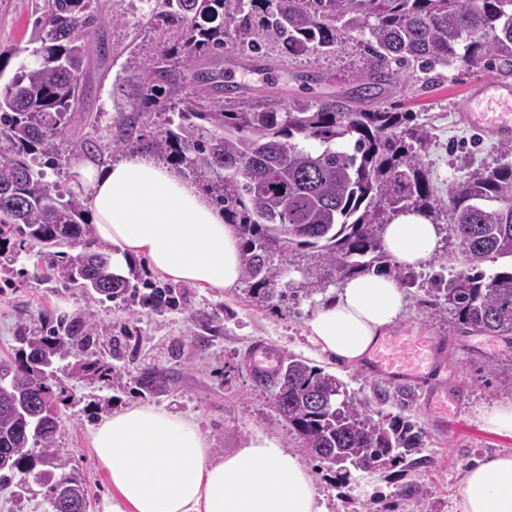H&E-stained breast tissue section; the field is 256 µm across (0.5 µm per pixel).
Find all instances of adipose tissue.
Segmentation results:
<instances>
[{
	"label": "adipose tissue",
	"mask_w": 512,
	"mask_h": 512,
	"mask_svg": "<svg viewBox=\"0 0 512 512\" xmlns=\"http://www.w3.org/2000/svg\"><path fill=\"white\" fill-rule=\"evenodd\" d=\"M73 186L94 237L112 247L113 272L126 274L144 257L177 282L221 290L239 281L236 227L176 169L138 155L106 167L84 161ZM380 245L399 267L418 271L438 253L441 228L403 213L384 226ZM405 305L406 291L391 275L345 278L307 322L308 338L322 354L363 362ZM90 439L113 489L103 512H326L298 454L262 432L217 455L192 419L131 405L100 421ZM454 501L455 512H512V456L478 460Z\"/></svg>",
	"instance_id": "1"
}]
</instances>
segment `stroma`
Masks as SVG:
<instances>
[{
    "label": "stroma",
    "instance_id": "1",
    "mask_svg": "<svg viewBox=\"0 0 512 512\" xmlns=\"http://www.w3.org/2000/svg\"><path fill=\"white\" fill-rule=\"evenodd\" d=\"M99 11L116 15L118 23L90 29L84 40L106 43L105 57L91 56L84 80V110L96 116V126L79 125V138L103 141L109 136L117 111L140 113L139 128L152 138L168 115L163 105L144 106L147 92L138 45H149L160 33L149 22L156 0H142L127 10L124 0H95ZM35 0H0V85H5L24 60L35 18ZM362 55L349 50L325 56L291 55L271 74L236 73V80L255 86H274L279 99L290 103L311 96H340L350 77L360 71ZM490 69L452 66L439 80L420 86L416 78L401 82L393 93L402 111L412 113L414 126L429 132L431 141L422 154L435 194L447 198L448 185L475 171L495 167L505 158L496 140L458 124L466 103V89ZM316 249L300 248L290 254L291 274L298 288L285 300L260 306L250 301L245 282L217 292L180 283L176 304L158 309L143 305L152 285H164L147 259L130 267L131 292L125 296L89 303L78 288L55 278L37 277L44 264L38 249L20 247L17 238L0 241V357L12 353L20 327L53 325L93 307L97 330L91 347L112 364L109 381L76 374L74 358L58 364L57 375L66 399L60 404L61 434L58 445L69 463L67 474L83 480L89 512H102V502L112 486L98 464L90 434L112 412L132 404L153 405L192 416L215 452L237 447L255 432L277 437L285 447L300 444L272 407L270 391L254 387L249 356L254 341L265 340L279 360L302 357L310 366L335 376L349 393L369 401L374 410L416 421L425 433L421 451L426 463L409 468L395 463L364 471L349 469L338 475L307 462L328 512H453L455 490L468 467L486 455L512 453V436L487 430L475 416L477 407L512 399V336H489L449 329L452 315L438 283L461 272L450 234H443L438 256L427 268L406 274L396 264L388 271L406 280L407 305L398 330L444 337L439 378L448 391L449 404L457 405V421L447 433H438L420 391L380 376H369L359 364H340L321 356L307 338L306 323L336 291V282L313 292L301 287L316 268ZM154 359L176 374L173 382L156 393L139 391L137 369ZM0 512H47L46 489L32 483L18 491L15 482L0 483Z\"/></svg>",
    "mask_w": 512,
    "mask_h": 512
}]
</instances>
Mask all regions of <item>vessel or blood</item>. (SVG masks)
I'll list each match as a JSON object with an SVG mask.
<instances>
[{
  "instance_id": "b4317fda",
  "label": "vessel or blood",
  "mask_w": 512,
  "mask_h": 512,
  "mask_svg": "<svg viewBox=\"0 0 512 512\" xmlns=\"http://www.w3.org/2000/svg\"><path fill=\"white\" fill-rule=\"evenodd\" d=\"M464 123L497 140L512 139V91L501 92L499 84L487 77L477 78L467 96L462 115ZM438 336H423L409 331L383 337L371 350L364 365L366 374L382 376L409 386H421L438 369ZM249 362L253 372L270 376L278 368V359L265 342H256ZM426 401L433 419L448 423V392L429 389Z\"/></svg>"
}]
</instances>
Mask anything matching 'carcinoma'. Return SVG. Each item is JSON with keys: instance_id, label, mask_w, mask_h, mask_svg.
Masks as SVG:
<instances>
[{"instance_id": "carcinoma-1", "label": "carcinoma", "mask_w": 512, "mask_h": 512, "mask_svg": "<svg viewBox=\"0 0 512 512\" xmlns=\"http://www.w3.org/2000/svg\"><path fill=\"white\" fill-rule=\"evenodd\" d=\"M154 15L165 37L141 48L146 100L168 91L167 126L146 148L209 175L207 190L240 233L242 278L253 298L280 301L292 287L288 251L318 249L324 275L305 283L326 287L333 277L381 267L380 231L409 210L448 224L461 262L476 267L488 258L512 259V163L448 185V202L434 194L419 152L428 145L409 115L381 106L402 74L428 75L437 67L487 66L512 75V0H162ZM31 60L0 89V235L39 248L47 275L83 289L95 301L130 289L112 274L111 250L84 221L83 200L46 180L61 151L104 163L101 148L74 139L83 120L82 82L90 48L84 31L114 21L93 0H44L36 8ZM367 63L346 96L279 104L266 94L225 86L208 69L194 74L195 98L177 97L180 76L169 66L180 55L218 59L224 43L237 60L270 62L281 53L332 55L351 41ZM140 113L118 112L112 152L137 144ZM81 247L72 255L62 247ZM175 299L168 284L144 304L159 308ZM444 300L452 326L491 336L512 335V270L485 277L464 272L448 281ZM95 330L87 308L46 331L20 329V347L4 360L0 378V479L47 488L48 512H88L84 484L56 474L68 466L58 453L61 433L55 358L75 348L77 368L106 380L112 365L86 351ZM272 406L299 436L301 450L329 469H375L387 463L418 466L424 431L401 418L375 417L369 403L347 392L333 376L288 357L272 382ZM140 388L169 381L158 365L138 369Z\"/></svg>"}]
</instances>
